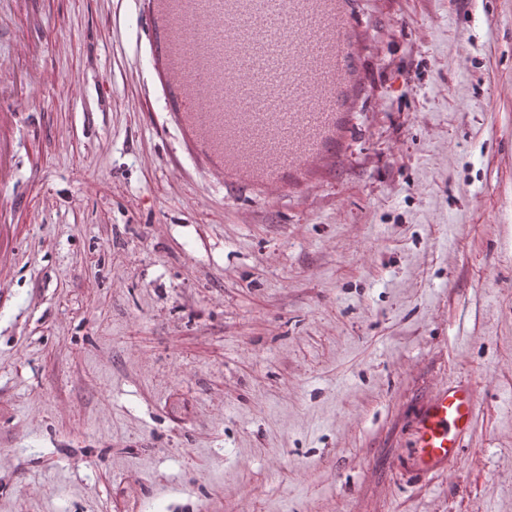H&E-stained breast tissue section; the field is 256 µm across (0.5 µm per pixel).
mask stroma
Returning <instances> with one entry per match:
<instances>
[{"instance_id": "stroma-1", "label": "stroma", "mask_w": 512, "mask_h": 512, "mask_svg": "<svg viewBox=\"0 0 512 512\" xmlns=\"http://www.w3.org/2000/svg\"><path fill=\"white\" fill-rule=\"evenodd\" d=\"M360 0L351 149L311 187L209 182L163 125L139 0H17L0 512H512V10ZM470 381L460 461L400 442ZM477 407V393L469 382L445 379L416 404L401 448L403 468L416 478L445 472L466 448Z\"/></svg>"}]
</instances>
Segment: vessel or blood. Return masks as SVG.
Segmentation results:
<instances>
[{
  "label": "vessel or blood",
  "mask_w": 512,
  "mask_h": 512,
  "mask_svg": "<svg viewBox=\"0 0 512 512\" xmlns=\"http://www.w3.org/2000/svg\"><path fill=\"white\" fill-rule=\"evenodd\" d=\"M148 63L173 123L210 182L259 195L306 188L355 131L365 29L358 0H143ZM11 114L0 113V188L12 178ZM13 196L0 191V270L14 254ZM475 387L446 379L408 421L404 469L425 478L464 453Z\"/></svg>",
  "instance_id": "1"
}]
</instances>
